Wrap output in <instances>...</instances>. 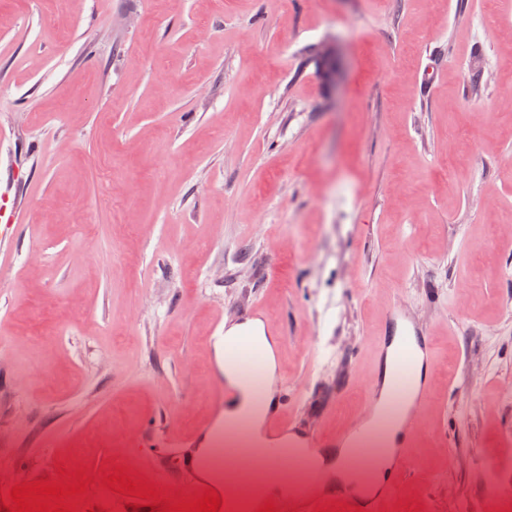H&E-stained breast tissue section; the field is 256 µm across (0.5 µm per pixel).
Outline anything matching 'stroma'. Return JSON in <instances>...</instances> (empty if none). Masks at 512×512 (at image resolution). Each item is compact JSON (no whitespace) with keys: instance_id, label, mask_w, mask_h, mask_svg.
<instances>
[{"instance_id":"1","label":"stroma","mask_w":512,"mask_h":512,"mask_svg":"<svg viewBox=\"0 0 512 512\" xmlns=\"http://www.w3.org/2000/svg\"><path fill=\"white\" fill-rule=\"evenodd\" d=\"M1 208L0 466L25 481L120 450L207 483L185 454L249 313L291 417L336 434L402 308L438 380L392 507L489 512L512 483V0H0ZM225 336L234 337L239 336L245 332H251L262 342L264 345L268 356H269V369L271 372L274 371L275 361H274V350L273 343L270 339L265 335L263 325L260 320L252 318L247 320L246 322H231L224 323Z\"/></svg>"}]
</instances>
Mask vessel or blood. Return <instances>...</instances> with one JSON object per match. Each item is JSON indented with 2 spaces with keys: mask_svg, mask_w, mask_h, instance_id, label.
<instances>
[{
  "mask_svg": "<svg viewBox=\"0 0 512 512\" xmlns=\"http://www.w3.org/2000/svg\"><path fill=\"white\" fill-rule=\"evenodd\" d=\"M227 357L247 375L256 391H263L270 380L266 353L250 336L226 341ZM379 355L382 369L370 384L368 417L358 419L334 439L307 438L305 444L289 448H260L252 440L248 420L226 428L224 446L214 454L215 464L223 469L225 489L232 496L246 499L259 508L267 497L257 491L258 481L284 477L280 491L297 512H314L322 476L312 458L332 446H348L340 464L357 475L352 493L333 491L336 501L359 507L361 512H384L400 481L413 464L405 454L415 437V409L407 402L415 390L428 387L431 378L430 338L402 312L395 311L385 322ZM293 387L282 383L266 416V428L285 427L284 415L295 401Z\"/></svg>",
  "mask_w": 512,
  "mask_h": 512,
  "instance_id": "b4317fda",
  "label": "vessel or blood"
}]
</instances>
